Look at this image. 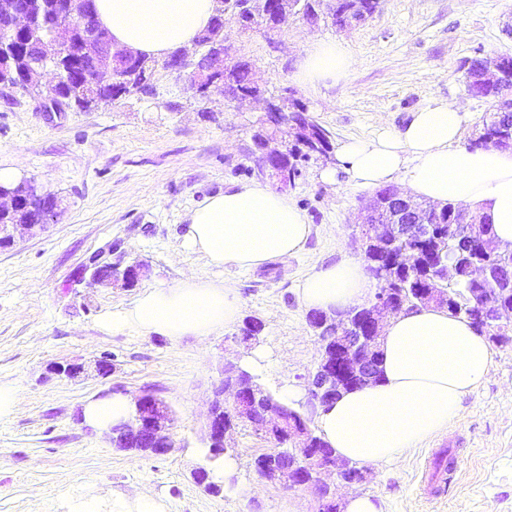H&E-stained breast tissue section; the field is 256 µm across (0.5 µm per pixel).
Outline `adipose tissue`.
<instances>
[{"label":"adipose tissue","mask_w":512,"mask_h":512,"mask_svg":"<svg viewBox=\"0 0 512 512\" xmlns=\"http://www.w3.org/2000/svg\"><path fill=\"white\" fill-rule=\"evenodd\" d=\"M97 18L116 48L163 57L192 45L213 14L214 0H94ZM350 66L333 41L309 45L298 78L306 85L335 80ZM468 114L450 99L415 111L399 130L383 129L370 142L348 141L338 150L341 169L359 188L403 182L404 194L432 203H455L492 224L501 244L512 245V152L461 146ZM187 246L210 264L255 269L285 262L304 248L311 226L287 196L258 183H240L195 208ZM374 288L362 264L344 256L321 264L299 288L309 309L346 310ZM238 301L230 288L198 277L151 288L130 308L105 318L112 332L134 328L177 339L209 336L232 322ZM377 383L320 409L318 425L336 455L379 466L440 432L458 417L494 364V351L468 321L448 310L422 308L389 316L381 340ZM129 396L90 399L83 421L105 431L127 419Z\"/></svg>","instance_id":"1"}]
</instances>
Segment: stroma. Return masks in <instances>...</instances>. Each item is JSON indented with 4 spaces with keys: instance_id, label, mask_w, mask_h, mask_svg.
I'll list each match as a JSON object with an SVG mask.
<instances>
[{
    "instance_id": "1",
    "label": "stroma",
    "mask_w": 512,
    "mask_h": 512,
    "mask_svg": "<svg viewBox=\"0 0 512 512\" xmlns=\"http://www.w3.org/2000/svg\"><path fill=\"white\" fill-rule=\"evenodd\" d=\"M512 0H380L365 23L340 30L330 19L288 23L275 39L224 27V38L255 65L273 95L294 94L333 146L401 128L411 112L455 99L469 112V146L492 109L469 95L464 61L512 54ZM333 40L351 59L347 73L311 89L297 78L307 42ZM211 115L185 105L168 112L129 98L89 112L40 111L29 96L0 99V166L63 200L46 231L0 250V384L20 393L0 417V512H70L85 500L96 512H133L149 499L162 512H319L307 489L268 483L252 463L268 443L238 430L227 438L223 491L194 483L204 464L203 429L213 388L226 365L248 370L291 407L317 418L306 403L305 377L320 358L319 342L298 288L315 265L340 254L360 258L356 218L371 193L337 172L336 156L304 163L283 193L312 233L285 263L246 270L216 268L187 248L190 212L242 182L269 185L251 139L259 102H235L214 91ZM141 262L149 274L129 289L92 282L94 256ZM224 282L236 292L239 319L207 337L172 340L128 329L114 334L102 319L144 291L188 275ZM261 322L259 344L237 342L241 323ZM495 365L463 402L459 418L399 460L365 467L363 482L336 484L335 498L369 496L382 512H512V341L494 343ZM108 357L109 376L97 359ZM78 363L76 379H50L49 365ZM150 390L175 415L176 446L163 457L112 448L82 421L85 403L110 392Z\"/></svg>"
}]
</instances>
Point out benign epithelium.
<instances>
[{
	"label": "benign epithelium",
	"mask_w": 512,
	"mask_h": 512,
	"mask_svg": "<svg viewBox=\"0 0 512 512\" xmlns=\"http://www.w3.org/2000/svg\"><path fill=\"white\" fill-rule=\"evenodd\" d=\"M84 0H66L64 9L51 23L52 38L42 45V58L46 61L58 60L69 54L72 45L69 41L70 21L80 19L86 22L89 32L82 43L81 53L89 56L99 54L105 44L101 29L90 20V15L83 11ZM223 22L231 21L244 32L259 31L270 37L278 32L293 13L288 11V4L276 20L261 19L257 23L245 22L239 14L224 10L221 12ZM238 62L232 49L224 44L221 35L216 36L206 52H201L200 46L192 49H178L175 55L165 59V71L175 76L174 90L178 94H190L200 104H206L211 95V89L223 84L221 72ZM484 73L492 79L508 80L509 75L501 67V55L484 57ZM231 98L237 100L258 99L263 101L262 114L254 122L257 126L254 143L260 151L261 170L268 173L282 186L293 182L288 177V169L272 162L276 157L288 156L292 145L290 140H282L276 147H270L275 136L266 134V128L278 133L286 127L298 134L303 128L299 117L305 111L296 107L289 108L290 99L286 97H266L265 86L254 81L249 89L232 93ZM43 111L61 114L71 111L68 102L55 97L50 90H45L36 96ZM477 223V218L465 211L460 212L455 224V236L460 241L469 239V230ZM395 229V236L402 247L401 257L406 267L414 264L411 250L405 248L412 238L426 239L433 234L434 225L426 223L421 209L415 207L409 199L398 191L391 195V205L386 212H381L376 200H371L360 216L358 236L356 239L361 247L370 246L382 237L389 228ZM45 228L43 224H25L17 221L13 224H0V248L11 246L17 236L32 235ZM143 276L141 265L134 263L122 265L119 262L96 261L91 277L101 282L122 284L124 287L135 286ZM364 315L360 321L345 322L338 326L336 343L323 348V353L315 370L308 374L306 391L308 402L316 405L336 396L337 391L347 384L361 383L370 380L373 374V364L370 356L378 338L382 336V316L387 312L403 311V303L396 300L387 288L377 289L374 299L361 307ZM241 386L231 379L223 381L214 390L210 411L207 416L205 431L209 449L224 454L225 439L230 425L224 424V416L239 425L258 427L257 437L271 445L269 455L272 457L270 467L265 470L262 478L280 485L284 489L306 488L315 496H320L321 488L327 486L322 479L326 472H336L343 477L348 465L332 458H324L312 448L313 436L310 428L302 427L288 419L280 407L270 403L260 410V421H255L254 405L243 400L238 393ZM174 422L170 420V407L153 393L144 392L135 402L133 418L111 427V431L119 433L120 437L130 440L154 439L165 440L164 447L151 448L149 452L157 456H166L174 448ZM288 445V461L277 463L276 448ZM193 478L197 485L209 488L212 493L221 491V487L212 482L211 474L204 466L194 469Z\"/></svg>",
	"instance_id": "1"
}]
</instances>
